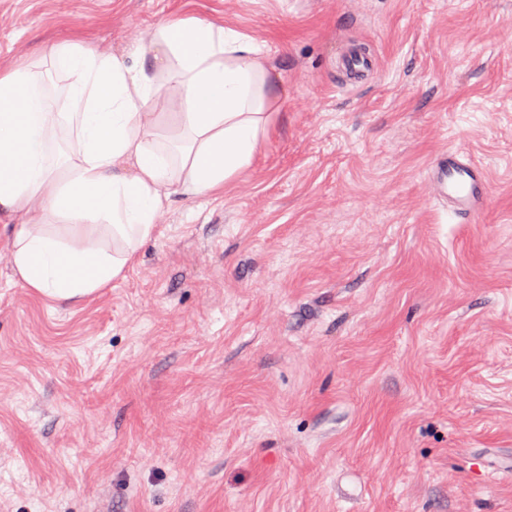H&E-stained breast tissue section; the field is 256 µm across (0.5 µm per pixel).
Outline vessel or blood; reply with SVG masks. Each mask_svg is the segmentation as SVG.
<instances>
[{"instance_id":"b4317fda","label":"vessel or blood","mask_w":512,"mask_h":512,"mask_svg":"<svg viewBox=\"0 0 512 512\" xmlns=\"http://www.w3.org/2000/svg\"><path fill=\"white\" fill-rule=\"evenodd\" d=\"M429 177L455 215L471 221L481 214L488 191L487 174L463 152L451 150L438 155L429 168Z\"/></svg>"}]
</instances>
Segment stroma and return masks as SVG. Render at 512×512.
Returning <instances> with one entry per match:
<instances>
[{
  "label": "stroma",
  "mask_w": 512,
  "mask_h": 512,
  "mask_svg": "<svg viewBox=\"0 0 512 512\" xmlns=\"http://www.w3.org/2000/svg\"><path fill=\"white\" fill-rule=\"evenodd\" d=\"M170 16L257 41L271 131L78 303L0 215V512H512V0H0V62ZM429 178L448 208L466 221H473L482 212L488 191L485 170L459 150L438 155L431 164Z\"/></svg>",
  "instance_id": "obj_1"
}]
</instances>
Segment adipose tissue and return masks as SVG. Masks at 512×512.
<instances>
[{
  "label": "adipose tissue",
  "mask_w": 512,
  "mask_h": 512,
  "mask_svg": "<svg viewBox=\"0 0 512 512\" xmlns=\"http://www.w3.org/2000/svg\"><path fill=\"white\" fill-rule=\"evenodd\" d=\"M55 70L64 84L53 92ZM275 81L253 38L182 16L124 56L66 40L0 65V213L38 208L61 226H13L20 279L59 301L109 285L153 238L172 187L215 194L250 165ZM172 88L179 111H158ZM61 130L69 142L58 156L50 144Z\"/></svg>",
  "instance_id": "obj_1"
}]
</instances>
